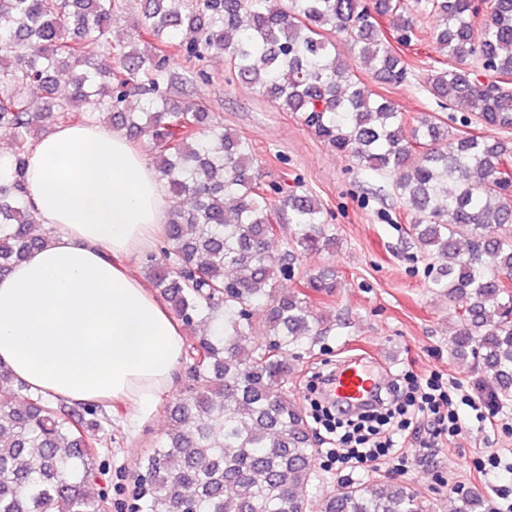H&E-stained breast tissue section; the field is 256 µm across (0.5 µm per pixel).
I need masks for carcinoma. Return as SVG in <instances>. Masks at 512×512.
<instances>
[{
	"instance_id": "cac0c4a2",
	"label": "carcinoma",
	"mask_w": 512,
	"mask_h": 512,
	"mask_svg": "<svg viewBox=\"0 0 512 512\" xmlns=\"http://www.w3.org/2000/svg\"><path fill=\"white\" fill-rule=\"evenodd\" d=\"M121 0H0V54L8 58L0 129L14 149L0 168V276L41 247L26 173L34 141L77 108L107 114L131 142L152 144L151 164L181 199L144 274L189 334L185 392L134 480L132 502L100 488L112 450L102 406L69 408L33 393L0 363V512H424L408 487L378 477L344 482L312 503L315 432L290 397L301 350L320 343L326 319L310 293L336 275L296 278L298 254L336 245V225L314 194L261 182L252 144L224 129L186 88L224 56L229 80L251 86L357 165L392 177L413 212L412 244L437 261L431 290L457 311L451 353L485 373L494 401L512 404V0H415L438 24L447 58L426 82L440 108L408 121L366 88L336 53L343 36L374 76L405 80L402 47L418 40L404 0H141L130 39L109 40ZM480 65L482 81L469 67ZM69 91L60 96L55 72ZM288 225L276 261L267 244ZM263 317L254 319V309ZM449 512H492L481 492L458 489Z\"/></svg>"
}]
</instances>
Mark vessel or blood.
<instances>
[{"label":"vessel or blood","instance_id":"b4317fda","mask_svg":"<svg viewBox=\"0 0 512 512\" xmlns=\"http://www.w3.org/2000/svg\"><path fill=\"white\" fill-rule=\"evenodd\" d=\"M380 384V375L372 372L362 358H347L336 365L330 395L338 407L355 411L372 402Z\"/></svg>","mask_w":512,"mask_h":512}]
</instances>
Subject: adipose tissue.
<instances>
[{
	"label": "adipose tissue",
	"instance_id": "obj_1",
	"mask_svg": "<svg viewBox=\"0 0 512 512\" xmlns=\"http://www.w3.org/2000/svg\"><path fill=\"white\" fill-rule=\"evenodd\" d=\"M27 186L54 233L0 277V362L32 390L150 420L184 353L179 325L129 266L168 222L161 182L125 135L91 123L44 135Z\"/></svg>",
	"mask_w": 512,
	"mask_h": 512
}]
</instances>
